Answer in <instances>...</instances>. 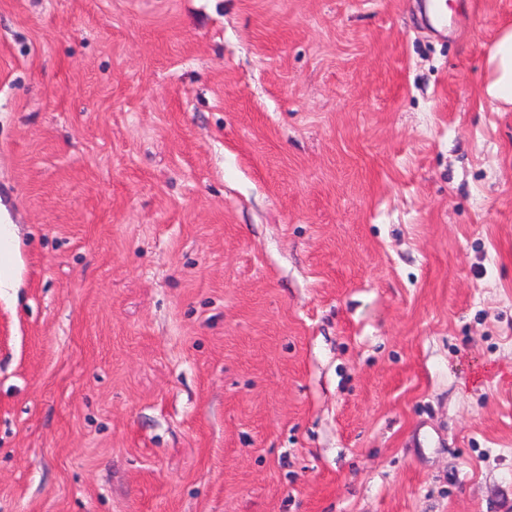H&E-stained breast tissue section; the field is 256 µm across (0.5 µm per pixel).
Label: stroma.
<instances>
[{
  "instance_id": "35a3bbf8",
  "label": "stroma",
  "mask_w": 512,
  "mask_h": 512,
  "mask_svg": "<svg viewBox=\"0 0 512 512\" xmlns=\"http://www.w3.org/2000/svg\"><path fill=\"white\" fill-rule=\"evenodd\" d=\"M506 27L0 0V512H512ZM488 79L483 97L491 104H512V29L498 35L487 59Z\"/></svg>"
}]
</instances>
